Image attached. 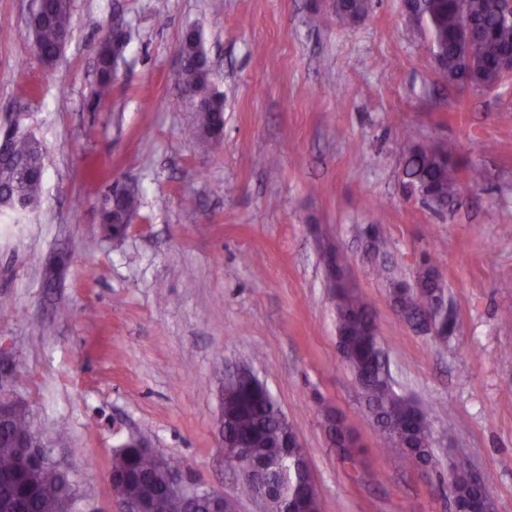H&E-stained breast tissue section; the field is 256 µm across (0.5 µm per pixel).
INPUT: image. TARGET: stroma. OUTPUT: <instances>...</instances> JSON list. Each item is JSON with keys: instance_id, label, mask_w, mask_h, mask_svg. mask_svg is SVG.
Here are the masks:
<instances>
[{"instance_id": "stroma-1", "label": "stroma", "mask_w": 512, "mask_h": 512, "mask_svg": "<svg viewBox=\"0 0 512 512\" xmlns=\"http://www.w3.org/2000/svg\"><path fill=\"white\" fill-rule=\"evenodd\" d=\"M157 2L71 0L72 40L47 67L26 37L33 0H0V123L19 117L44 151L38 207L18 223L0 212V342L78 512H119L108 474L134 434L236 512H261L224 459V374L237 368L286 416L321 512H450L454 456L484 479L494 512H512V84L471 94L444 82L402 0H376L353 25L330 0ZM118 27L112 96L94 104L96 47ZM189 27L224 100L218 143L187 135L178 44ZM407 134L454 145L484 181L450 212L408 196ZM115 181L139 184L142 199L112 242L99 213ZM366 224L400 278L430 254L455 336L397 317L358 233ZM326 240L375 309L396 391L432 423L429 466L392 463L380 446L338 350ZM326 405L355 432L356 464L329 443Z\"/></svg>"}]
</instances>
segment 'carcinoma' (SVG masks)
<instances>
[{
    "label": "carcinoma",
    "mask_w": 512,
    "mask_h": 512,
    "mask_svg": "<svg viewBox=\"0 0 512 512\" xmlns=\"http://www.w3.org/2000/svg\"><path fill=\"white\" fill-rule=\"evenodd\" d=\"M372 9V0H347L336 19L347 25L365 18ZM464 15L488 33V38L475 49H466L461 41ZM72 23L70 0H46L40 15L29 19L28 36L42 63L52 65L62 57L63 39L72 32ZM417 26L429 36L438 56L439 75L448 83L471 91L508 83L495 65L497 55L512 48V19L502 0H421ZM179 53L183 61L181 87L196 112L189 134L219 142L224 135V104L209 85L202 33L195 28L183 31ZM96 55L99 71L94 97L100 101L112 94L110 38L98 44ZM401 153L407 183L432 209L457 200L462 174H467L468 181L474 184L483 179V173L476 168L463 171L450 147L442 150L435 144H417L408 136L401 144ZM42 171L40 142L25 132H13L0 144V208L11 209L13 200L21 199L27 202L26 210H34L41 193ZM140 205L138 185L111 187L100 213L101 236H124ZM322 259L328 276L334 279L339 349L364 395L381 446L395 459L415 452L424 462H430V423L396 391L388 357L375 334L371 305L348 283L345 261L332 245L322 247ZM389 284L393 307L406 324L419 330L426 317L437 319L435 301L445 293L441 284L428 279L409 288L404 280L392 277ZM31 430V416L25 406L0 428V497L21 502L25 512H54L55 502L74 493V489L59 470L29 473L18 469L15 438ZM224 436L231 443L246 444L254 456L269 460L267 480L275 488L269 512H278L281 495L298 500L302 512H321L318 494L305 492L310 476L305 455L287 447L291 427L282 420L280 408L263 384L241 383L225 388ZM111 472L124 493L150 498L153 512H182L180 501L162 492L166 476L152 455L134 446L117 450L112 455Z\"/></svg>",
    "instance_id": "cac0c4a2"
}]
</instances>
